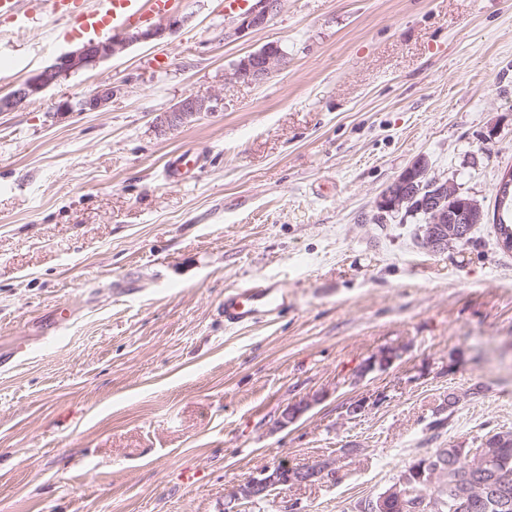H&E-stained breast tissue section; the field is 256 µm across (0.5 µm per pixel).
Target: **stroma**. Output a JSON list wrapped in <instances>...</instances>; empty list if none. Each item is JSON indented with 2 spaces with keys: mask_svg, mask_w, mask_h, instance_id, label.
<instances>
[{
  "mask_svg": "<svg viewBox=\"0 0 512 512\" xmlns=\"http://www.w3.org/2000/svg\"><path fill=\"white\" fill-rule=\"evenodd\" d=\"M179 12L168 41L0 112V512H224L279 461L331 472L239 512H355L411 461L512 430V251L488 219L429 253L416 218L376 208L424 157L493 214L512 169V0H284L231 39L224 0ZM79 38L0 21V96ZM269 42L286 66L231 81ZM105 83L103 110L58 111ZM188 92L221 103L157 129ZM185 151L197 168L169 182ZM262 278L291 307L226 327L225 290Z\"/></svg>",
  "mask_w": 512,
  "mask_h": 512,
  "instance_id": "obj_1",
  "label": "stroma"
}]
</instances>
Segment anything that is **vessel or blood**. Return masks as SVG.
Wrapping results in <instances>:
<instances>
[{
    "mask_svg": "<svg viewBox=\"0 0 512 512\" xmlns=\"http://www.w3.org/2000/svg\"><path fill=\"white\" fill-rule=\"evenodd\" d=\"M0 0V16L27 29L48 19L78 20L83 31L96 35L146 26L176 10L181 0ZM291 299L274 279L265 278L242 287L226 289L222 310L224 324L248 328L270 322L287 310Z\"/></svg>",
    "mask_w": 512,
    "mask_h": 512,
    "instance_id": "b4317fda",
    "label": "vessel or blood"
}]
</instances>
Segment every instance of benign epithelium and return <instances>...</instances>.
<instances>
[{"label":"benign epithelium","instance_id":"1","mask_svg":"<svg viewBox=\"0 0 512 512\" xmlns=\"http://www.w3.org/2000/svg\"><path fill=\"white\" fill-rule=\"evenodd\" d=\"M282 0H253L234 28L241 35L249 30H261L280 12ZM187 18L170 14L157 22L127 29L115 36L90 40L81 46L57 56L52 63L31 73L6 96L0 97V112L20 108L61 80L88 70L98 63L121 54L129 47L144 42H164L177 33ZM286 55L275 43L266 44L259 50L237 60L232 68L231 78L244 84H261L273 73L286 66ZM114 89L103 84L91 95L81 99L77 105L64 102L59 105L62 112L78 109L80 112H99L112 99ZM220 98L184 95L169 109L160 112L156 126L162 131H174L192 119L217 110ZM428 162L424 158L415 160L381 194L377 209L380 213L399 214L420 212L425 223L419 225L417 241L419 246L430 253H443L462 243L473 227L484 223L485 212L482 204L473 197H461L457 187L438 179L427 178ZM326 468L321 463L293 466L284 461L268 466L259 476L249 480V488L237 489L224 504L225 512H238L240 500H249L267 491L288 485L309 483L320 480Z\"/></svg>","mask_w":512,"mask_h":512}]
</instances>
